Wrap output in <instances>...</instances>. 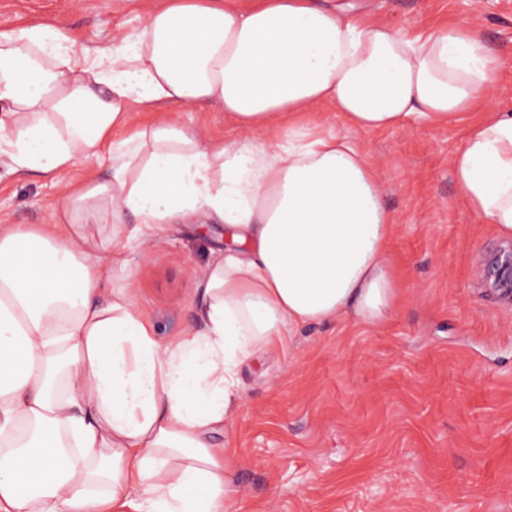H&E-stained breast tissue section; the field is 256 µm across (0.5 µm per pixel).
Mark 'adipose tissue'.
Segmentation results:
<instances>
[{"mask_svg": "<svg viewBox=\"0 0 512 512\" xmlns=\"http://www.w3.org/2000/svg\"><path fill=\"white\" fill-rule=\"evenodd\" d=\"M477 29L415 37L322 0H149L92 55L35 24L0 32V167L56 175L96 157L131 113L217 105L251 133L218 141L167 116L110 179L67 189L56 223L0 224V512H237L241 461L220 439L239 367L299 326H379L401 285L393 219L350 128L456 121L497 81ZM460 198L512 233V113L453 157ZM223 225L195 280L198 325L163 342L134 290L109 288L127 241Z\"/></svg>", "mask_w": 512, "mask_h": 512, "instance_id": "obj_1", "label": "adipose tissue"}]
</instances>
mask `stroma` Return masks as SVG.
Segmentation results:
<instances>
[{
    "label": "stroma",
    "mask_w": 512,
    "mask_h": 512,
    "mask_svg": "<svg viewBox=\"0 0 512 512\" xmlns=\"http://www.w3.org/2000/svg\"><path fill=\"white\" fill-rule=\"evenodd\" d=\"M410 33L478 28L501 62L495 89L454 124L413 122L357 134L394 217L390 257L402 283L392 317L298 327L285 347L238 369L240 413L224 430L242 464L240 512H512V309L477 288L474 259L499 236L461 201L452 155L465 130L512 110V0H354ZM144 0H0V31L60 24L76 46L105 48L144 22ZM61 178L0 169V219L52 224L65 186L109 178L134 128ZM219 224H174L132 276L158 339L195 320L193 279L222 241Z\"/></svg>",
    "instance_id": "1"
}]
</instances>
